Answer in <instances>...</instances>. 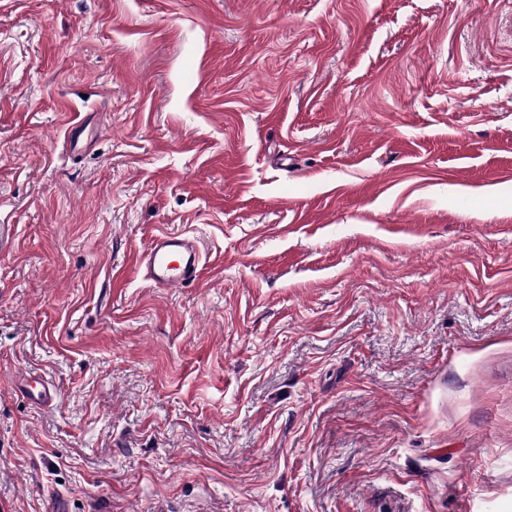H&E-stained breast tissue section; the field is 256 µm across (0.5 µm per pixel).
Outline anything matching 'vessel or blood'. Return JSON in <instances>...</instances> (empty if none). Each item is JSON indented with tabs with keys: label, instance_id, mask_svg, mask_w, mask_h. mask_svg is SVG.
Listing matches in <instances>:
<instances>
[{
	"label": "vessel or blood",
	"instance_id": "b4317fda",
	"mask_svg": "<svg viewBox=\"0 0 512 512\" xmlns=\"http://www.w3.org/2000/svg\"><path fill=\"white\" fill-rule=\"evenodd\" d=\"M140 261L146 267L148 280L160 288L194 282L203 269L202 252L196 240L166 232L156 235ZM23 390L41 404L52 403L56 398L49 383L39 375H28Z\"/></svg>",
	"mask_w": 512,
	"mask_h": 512
}]
</instances>
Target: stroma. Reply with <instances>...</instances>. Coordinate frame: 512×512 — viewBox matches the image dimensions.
Masks as SVG:
<instances>
[{"label": "stroma", "instance_id": "1", "mask_svg": "<svg viewBox=\"0 0 512 512\" xmlns=\"http://www.w3.org/2000/svg\"><path fill=\"white\" fill-rule=\"evenodd\" d=\"M58 497L512 512V0H0V512ZM139 262L145 264L148 280L159 288H177L194 282L203 269L197 241L166 232L156 235ZM23 390L30 398L38 401L39 404H51L56 399V394L50 384L39 375L28 374L24 378Z\"/></svg>", "mask_w": 512, "mask_h": 512}]
</instances>
